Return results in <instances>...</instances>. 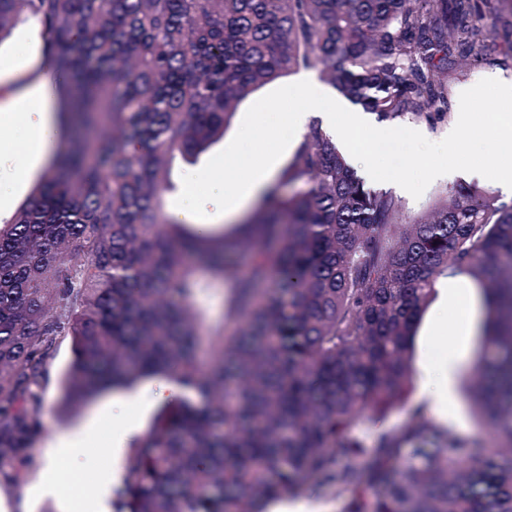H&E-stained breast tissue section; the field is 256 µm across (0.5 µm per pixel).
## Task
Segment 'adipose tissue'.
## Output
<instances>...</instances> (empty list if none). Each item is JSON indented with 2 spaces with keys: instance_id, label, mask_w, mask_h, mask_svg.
Instances as JSON below:
<instances>
[{
  "instance_id": "obj_1",
  "label": "adipose tissue",
  "mask_w": 512,
  "mask_h": 512,
  "mask_svg": "<svg viewBox=\"0 0 512 512\" xmlns=\"http://www.w3.org/2000/svg\"><path fill=\"white\" fill-rule=\"evenodd\" d=\"M57 79L42 69L21 94L0 107V126L8 129L7 139L0 140V212L8 208L23 185L50 158L60 141L57 118ZM274 174L270 155L256 154L249 173H241L232 160L211 166L208 170L188 175L185 190L169 208V217L180 224L191 225L201 234L222 231L224 225L242 219L251 200L257 199ZM97 426L89 421L77 429L59 434L44 458V492H54L64 482L65 473L59 460H79L81 443ZM123 446H115L107 471L84 496L94 512H111L109 497L114 484L124 474Z\"/></svg>"
}]
</instances>
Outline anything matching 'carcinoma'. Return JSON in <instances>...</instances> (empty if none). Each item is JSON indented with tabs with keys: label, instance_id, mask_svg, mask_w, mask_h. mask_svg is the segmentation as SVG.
<instances>
[{
	"label": "carcinoma",
	"instance_id": "carcinoma-1",
	"mask_svg": "<svg viewBox=\"0 0 512 512\" xmlns=\"http://www.w3.org/2000/svg\"><path fill=\"white\" fill-rule=\"evenodd\" d=\"M28 21L70 79L71 136L0 224L4 482L27 477L67 340V408L149 374L198 396L134 442L115 512H265L326 490L344 512H512V201L461 182L406 217L314 121L236 233L188 234L165 209L175 155L195 161L287 74L381 119L445 117L444 78L501 30L512 64V0H0V43ZM459 273L483 298L466 386L491 440L416 407L365 447L352 424L406 401L434 281ZM216 282L231 326L204 336Z\"/></svg>",
	"mask_w": 512,
	"mask_h": 512
}]
</instances>
